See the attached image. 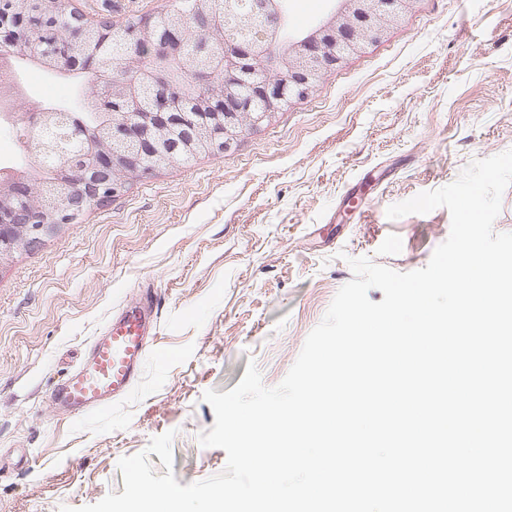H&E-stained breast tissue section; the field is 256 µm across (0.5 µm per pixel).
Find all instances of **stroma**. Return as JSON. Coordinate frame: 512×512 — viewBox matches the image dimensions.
<instances>
[{
	"mask_svg": "<svg viewBox=\"0 0 512 512\" xmlns=\"http://www.w3.org/2000/svg\"><path fill=\"white\" fill-rule=\"evenodd\" d=\"M171 0H71L113 23ZM15 103L74 101L76 84L28 67ZM512 149V0H415L385 40L324 72L310 95L228 154L173 164L0 267V512H60L122 493L120 458L174 431L180 485L221 473L202 446L206 391L255 364L278 386L349 259L426 266L451 228L439 207L390 205ZM150 300L154 335L129 392L101 413H54L47 394L122 306Z\"/></svg>",
	"mask_w": 512,
	"mask_h": 512,
	"instance_id": "1",
	"label": "stroma"
}]
</instances>
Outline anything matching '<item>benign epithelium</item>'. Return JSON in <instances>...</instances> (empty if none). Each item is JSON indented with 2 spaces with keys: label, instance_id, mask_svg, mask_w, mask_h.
Returning <instances> with one entry per match:
<instances>
[{
  "label": "benign epithelium",
  "instance_id": "7a95c632",
  "mask_svg": "<svg viewBox=\"0 0 512 512\" xmlns=\"http://www.w3.org/2000/svg\"><path fill=\"white\" fill-rule=\"evenodd\" d=\"M411 2L413 0H335L334 8L310 30L289 32L288 45L284 47L281 32L288 27L287 0H265L267 20L257 43L224 50V71L236 74L245 60L259 53V46L266 48V65L260 73H249V87L252 96L266 103L269 111L250 114L251 127L255 129L265 124L277 108L307 97L326 70L340 66L347 57L361 52L367 43L383 40L401 23ZM33 15L34 11L23 8L12 20L0 22V69L11 71L12 76L9 83L0 85V121L21 124L29 131L25 144L27 168H0V266L21 253L40 248L84 212L124 191L130 181L163 168L177 149L208 152L214 146L210 127L191 123L187 113L164 96L154 95L146 108L140 101L142 87L169 86L178 76H190L197 82L206 79V74L189 68L183 54L186 18L174 19L161 32L152 30L149 23L130 30L115 25L113 33L124 41L138 33L154 35L160 41L158 51L148 64L137 56L127 60V66L138 77V82L124 89L128 112L121 120L108 121L93 130L79 166L61 161L55 177L41 183L40 206H32L33 180L28 169H40L34 139L51 123L73 118V109L49 105L34 112L13 111L20 92L21 71L26 66L37 65L63 76L80 72V63L68 69L60 66L53 54L30 37L28 30ZM72 16L81 26L70 31L64 43L66 48L84 41V31L89 26L112 23L109 17L90 21L75 12ZM243 108V99L232 96L225 99L224 111L215 113L223 118L226 154L245 133L240 122ZM154 126L170 129L175 138L170 141L152 139L150 130Z\"/></svg>",
  "mask_w": 512,
  "mask_h": 512
}]
</instances>
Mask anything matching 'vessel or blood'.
<instances>
[{"mask_svg":"<svg viewBox=\"0 0 512 512\" xmlns=\"http://www.w3.org/2000/svg\"><path fill=\"white\" fill-rule=\"evenodd\" d=\"M149 313L134 304L111 318L80 364L48 393L53 412L87 415L102 412L124 396L143 366L148 346Z\"/></svg>","mask_w":512,"mask_h":512,"instance_id":"b4317fda","label":"vessel or blood"}]
</instances>
